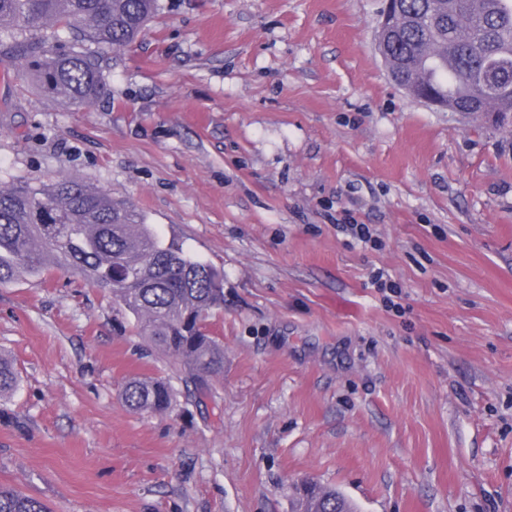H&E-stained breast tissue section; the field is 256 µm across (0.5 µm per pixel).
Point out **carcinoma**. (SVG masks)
Instances as JSON below:
<instances>
[{
  "label": "carcinoma",
  "mask_w": 512,
  "mask_h": 512,
  "mask_svg": "<svg viewBox=\"0 0 512 512\" xmlns=\"http://www.w3.org/2000/svg\"><path fill=\"white\" fill-rule=\"evenodd\" d=\"M158 0H0V36L61 26L68 48L37 41L26 69L47 92L76 107L105 93L91 43H133ZM386 37V65L416 98L428 96L461 115H488L499 131L512 116V0H398ZM62 263L96 288L112 293L140 323L151 343L183 361L188 379L205 393L224 372V346L202 329L206 314L224 307V274L165 241L154 225L112 190L74 179L0 190V285L43 278ZM0 357V393L17 386ZM124 404L135 411L172 408L174 391L162 379L128 381ZM294 512H355L336 488L311 483ZM0 512H48L40 500L0 486Z\"/></svg>",
  "instance_id": "1"
}]
</instances>
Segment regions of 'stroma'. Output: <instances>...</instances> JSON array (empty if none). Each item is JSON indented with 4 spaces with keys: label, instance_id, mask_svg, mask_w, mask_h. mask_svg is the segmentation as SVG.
<instances>
[{
    "label": "stroma",
    "instance_id": "35a3bbf8",
    "mask_svg": "<svg viewBox=\"0 0 512 512\" xmlns=\"http://www.w3.org/2000/svg\"><path fill=\"white\" fill-rule=\"evenodd\" d=\"M383 6L158 0L79 109L0 40V188L111 189L224 274L205 397L76 270L0 287V486L51 512H293L306 480L360 512H512V134L398 87ZM133 378L174 407H126ZM121 396L128 408L145 413L166 412L174 402L173 389L162 379L129 380Z\"/></svg>",
    "mask_w": 512,
    "mask_h": 512
}]
</instances>
